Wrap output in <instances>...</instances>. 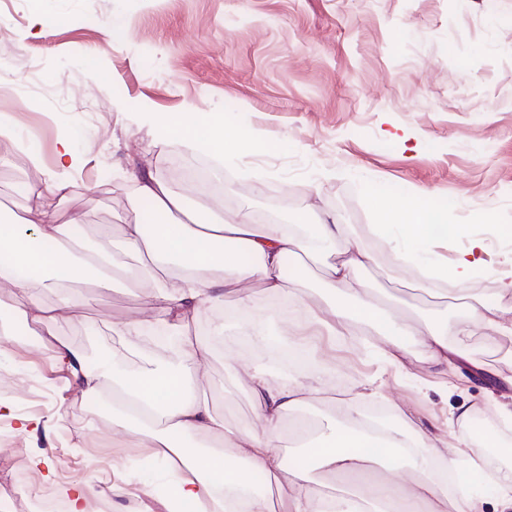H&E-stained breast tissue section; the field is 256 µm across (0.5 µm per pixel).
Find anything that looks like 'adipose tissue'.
<instances>
[{
  "mask_svg": "<svg viewBox=\"0 0 512 512\" xmlns=\"http://www.w3.org/2000/svg\"><path fill=\"white\" fill-rule=\"evenodd\" d=\"M158 125L163 137L202 146L220 158L264 146L258 134L228 127L220 112L203 120L189 112L175 113L159 119ZM77 164L70 135L61 136L58 175L30 183V193L68 196L75 184L67 173ZM372 202L390 217L389 223L380 225V233L389 237L400 232L398 257L419 264L424 280L463 285L476 275H489L483 259L484 237L465 225L449 223L447 209L435 199L419 193L399 199L376 193ZM72 234V225L61 223L57 211L42 208L28 210L20 223L0 226V310L9 308L22 315L32 334L45 336L55 359L71 371L83 395H111L121 424L135 428L138 442L161 450L175 490L176 502L170 512H481L487 496L494 499L496 512H512V465L487 467L486 449L499 445L494 434L447 448L442 437L429 436L409 418L400 430L386 425L370 429L357 404L378 396L373 383H364L355 392L345 424L302 437L291 466L274 443L295 408L327 393L322 369L293 383L266 372L250 373L246 384L255 425L249 429L227 425L197 392L201 363L210 351L194 329L199 311L223 305L253 311L255 297L247 289L254 284L264 295L281 298L289 307L285 333L292 336L296 351L313 353L314 344L303 338L309 327H316L323 336H339L354 323L383 336L416 337L424 362L439 370L453 363L451 337L491 328L512 340V320H506L499 304L469 294L454 323L411 327L406 315L371 302V289L360 272L372 263L373 256L357 245L349 225L330 214L315 227V240L335 243L340 255L339 262L329 268L336 302L326 310L290 286L285 274L287 258L309 254L314 240L295 237L287 225L259 223L246 208L232 219L213 224L163 222L148 228L134 223L124 229L125 244L133 250L145 247L151 251L155 263L144 269L142 278L154 290L155 318L169 324L180 347L173 360L122 375L109 362L86 365L76 349L54 336L61 316H79L92 306L94 296L64 289L53 304L41 300L44 291L54 285L49 278L53 272H83L102 284L112 282L111 262L98 253L77 256L70 248ZM460 238L466 245L456 250L451 261L434 254L433 244ZM170 258L178 262L172 271L164 265ZM187 433L206 436L216 445L204 452H189L178 445L180 436ZM398 448L407 449L415 468L407 481L396 476L399 463L394 451ZM461 456L468 460L464 481L482 483L483 495L449 498L434 465L441 462L452 468ZM316 467L347 476L370 471L374 480L357 493L326 498L317 495L311 483L310 474ZM257 476L274 484L275 495L252 491Z\"/></svg>",
  "mask_w": 512,
  "mask_h": 512,
  "instance_id": "ef3b65f1",
  "label": "adipose tissue"
}]
</instances>
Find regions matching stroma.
Wrapping results in <instances>:
<instances>
[{"label": "stroma", "mask_w": 512, "mask_h": 512, "mask_svg": "<svg viewBox=\"0 0 512 512\" xmlns=\"http://www.w3.org/2000/svg\"><path fill=\"white\" fill-rule=\"evenodd\" d=\"M33 0H0V115L12 139L0 141V219L18 222L28 209H57L81 216L77 249L110 254L117 265L112 287L91 279L68 285L96 297L57 330L89 364L119 360L134 371L160 352L149 340L118 332L148 318V285L139 283L146 255L127 249L125 225L153 221L126 177L135 166L172 183L187 200V214L206 220L218 203L225 218L242 207L277 209L281 222L306 230L308 216L330 211L352 228L374 262L362 275L375 302L407 309L415 323L450 318L464 291L495 299L497 277L512 274V237L487 233V224L512 226V0H45L47 21L32 24ZM121 23L115 40L105 23ZM224 115L225 122L260 132L271 148L243 158L210 157L198 147L164 139L141 121L140 111ZM94 134L85 146L82 130ZM71 132L80 158L65 199L35 197L37 173L22 160L26 149L56 163L60 132ZM221 175L222 189L184 173L199 164ZM378 185L394 195L420 192L450 201L448 221L487 236L484 259L492 278L468 288L424 282L417 267L396 260L367 193ZM332 245L313 253L293 286L311 301L330 299L325 269L337 262ZM198 321L223 326L203 367L200 390L215 413L248 428L253 404L233 385L230 368L271 372L264 342L241 349L244 326L221 324L215 309ZM388 337L352 325L323 340L317 358L329 368L330 394L312 399L285 420L278 443L288 458L298 445L293 429L318 431L343 422V400L367 379L380 396L362 411L397 403L431 433L467 402L489 413V385L478 374L489 366L512 374V347L479 330L453 340L460 357L444 381L432 379L412 337L400 342L407 371L388 363ZM470 373L467 382L458 377ZM0 401L13 409L0 419V442L24 448L22 459L0 458V490L10 512H28L31 491L64 494L74 483L95 486L115 512H168L157 487L169 474L154 448L138 446L127 428L112 429V406L82 395L56 364L40 337L0 335Z\"/></svg>", "instance_id": "stroma-1"}]
</instances>
